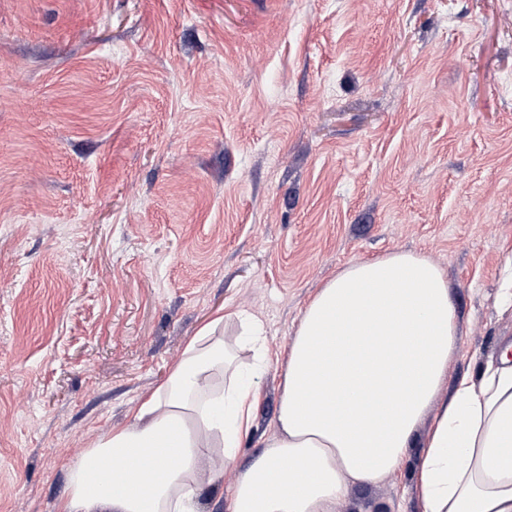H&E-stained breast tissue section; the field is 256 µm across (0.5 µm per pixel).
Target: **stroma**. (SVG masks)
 Listing matches in <instances>:
<instances>
[{
	"mask_svg": "<svg viewBox=\"0 0 512 512\" xmlns=\"http://www.w3.org/2000/svg\"><path fill=\"white\" fill-rule=\"evenodd\" d=\"M512 0H0V512H58L71 466L217 315L263 327L264 452L287 350L353 262L443 272L442 392L512 340ZM431 417L337 512H424Z\"/></svg>",
	"mask_w": 512,
	"mask_h": 512,
	"instance_id": "35a3bbf8",
	"label": "stroma"
}]
</instances>
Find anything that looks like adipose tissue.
I'll list each match as a JSON object with an SVG mask.
<instances>
[{"label":"adipose tissue","instance_id":"obj_1","mask_svg":"<svg viewBox=\"0 0 512 512\" xmlns=\"http://www.w3.org/2000/svg\"><path fill=\"white\" fill-rule=\"evenodd\" d=\"M214 318L137 407L72 466L59 512H201L212 454L233 457L259 392ZM442 271L390 253L349 264L309 302L282 369L276 434L236 482L229 512H336L349 487L391 473L433 413L424 512H512V349L433 401L457 346ZM119 465L111 488L95 475Z\"/></svg>","mask_w":512,"mask_h":512}]
</instances>
